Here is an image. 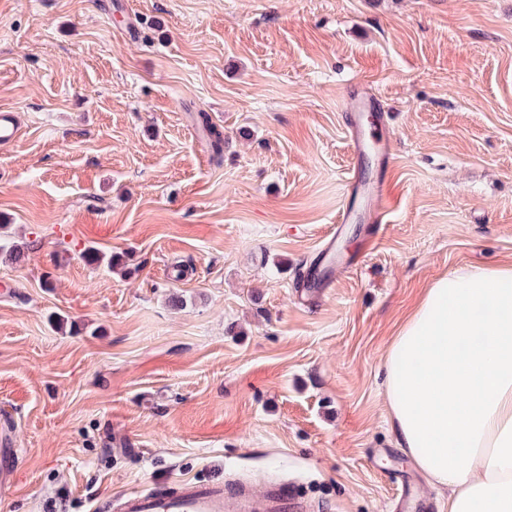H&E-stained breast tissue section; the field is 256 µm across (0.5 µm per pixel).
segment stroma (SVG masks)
<instances>
[{
    "mask_svg": "<svg viewBox=\"0 0 512 512\" xmlns=\"http://www.w3.org/2000/svg\"><path fill=\"white\" fill-rule=\"evenodd\" d=\"M0 0V512L184 479L307 512H447L396 448L387 347L425 288L512 265V0ZM378 97L386 223L337 224L344 90ZM224 131L214 154L192 116ZM345 258L314 299L327 234ZM100 259L88 261L87 249ZM0 112V146H11L21 136V125L14 112ZM9 429H0V491L6 493L12 489L16 474V452Z\"/></svg>",
    "mask_w": 512,
    "mask_h": 512,
    "instance_id": "1",
    "label": "stroma"
}]
</instances>
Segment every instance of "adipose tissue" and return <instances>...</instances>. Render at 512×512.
<instances>
[{"instance_id": "ef3b65f1", "label": "adipose tissue", "mask_w": 512, "mask_h": 512, "mask_svg": "<svg viewBox=\"0 0 512 512\" xmlns=\"http://www.w3.org/2000/svg\"><path fill=\"white\" fill-rule=\"evenodd\" d=\"M395 445L448 512H512V266L435 279L390 342Z\"/></svg>"}]
</instances>
